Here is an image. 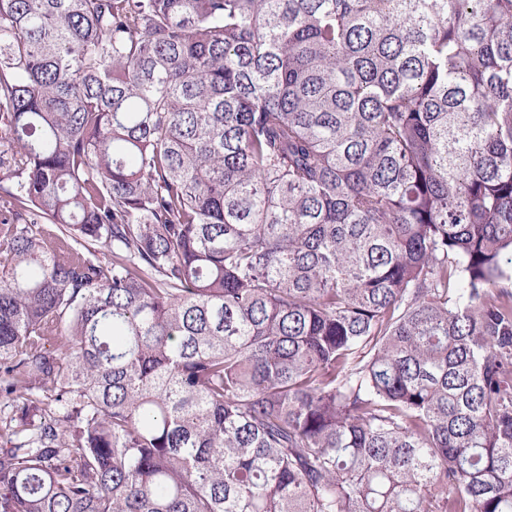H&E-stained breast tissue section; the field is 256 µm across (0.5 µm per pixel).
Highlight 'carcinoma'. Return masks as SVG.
I'll use <instances>...</instances> for the list:
<instances>
[{
  "label": "carcinoma",
  "mask_w": 512,
  "mask_h": 512,
  "mask_svg": "<svg viewBox=\"0 0 512 512\" xmlns=\"http://www.w3.org/2000/svg\"><path fill=\"white\" fill-rule=\"evenodd\" d=\"M3 180L0 512H512V0H0Z\"/></svg>",
  "instance_id": "1"
}]
</instances>
